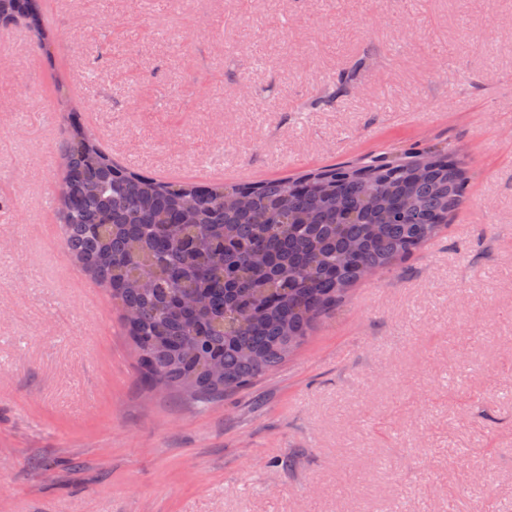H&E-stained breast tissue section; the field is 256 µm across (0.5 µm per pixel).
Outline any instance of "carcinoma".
<instances>
[{"mask_svg":"<svg viewBox=\"0 0 512 512\" xmlns=\"http://www.w3.org/2000/svg\"><path fill=\"white\" fill-rule=\"evenodd\" d=\"M48 50L37 0H0ZM63 241L109 288L152 384L207 400L283 365L364 276L422 250L467 197L463 162L435 144L365 167L258 183L161 181L64 121Z\"/></svg>","mask_w":512,"mask_h":512,"instance_id":"obj_1","label":"carcinoma"}]
</instances>
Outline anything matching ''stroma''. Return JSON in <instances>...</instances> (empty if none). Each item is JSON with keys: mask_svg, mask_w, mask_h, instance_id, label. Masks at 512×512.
I'll list each match as a JSON object with an SVG mask.
<instances>
[{"mask_svg": "<svg viewBox=\"0 0 512 512\" xmlns=\"http://www.w3.org/2000/svg\"><path fill=\"white\" fill-rule=\"evenodd\" d=\"M38 5L53 57L0 24V512H512V0ZM67 112L196 183L438 141L468 198L283 367L202 401L141 377L47 208Z\"/></svg>", "mask_w": 512, "mask_h": 512, "instance_id": "stroma-1", "label": "stroma"}]
</instances>
